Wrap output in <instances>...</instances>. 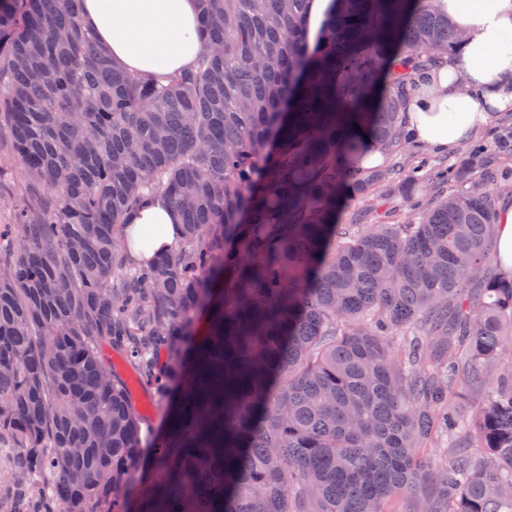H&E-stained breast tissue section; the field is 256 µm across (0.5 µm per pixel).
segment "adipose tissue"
<instances>
[{
    "label": "adipose tissue",
    "mask_w": 512,
    "mask_h": 512,
    "mask_svg": "<svg viewBox=\"0 0 512 512\" xmlns=\"http://www.w3.org/2000/svg\"><path fill=\"white\" fill-rule=\"evenodd\" d=\"M463 36L461 55L423 75L406 105L413 141L435 151L461 145L512 106V0H439ZM82 22L113 65L145 79L194 67L200 50L198 0H82ZM176 212L160 200L127 217L124 235L137 263L171 248Z\"/></svg>",
    "instance_id": "ef3b65f1"
}]
</instances>
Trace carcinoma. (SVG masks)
<instances>
[{
  "mask_svg": "<svg viewBox=\"0 0 512 512\" xmlns=\"http://www.w3.org/2000/svg\"><path fill=\"white\" fill-rule=\"evenodd\" d=\"M80 2L0 0L22 166L0 224V506L126 512L141 417L106 347L167 410L139 512H512V280L483 267L512 124L439 168L418 223L336 221L354 160L402 153L416 77L460 51L447 14L331 0L311 44L313 0H199L196 66L163 84L114 67ZM156 197L182 236L137 266L126 217ZM483 389L473 435L448 405ZM444 446L485 456L426 453Z\"/></svg>",
  "mask_w": 512,
  "mask_h": 512,
  "instance_id": "carcinoma-1",
  "label": "carcinoma"
}]
</instances>
